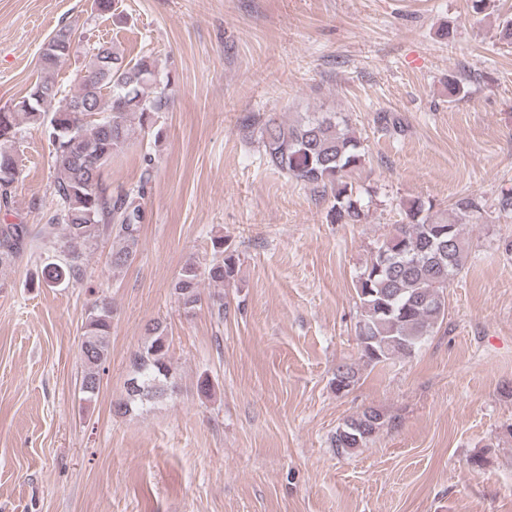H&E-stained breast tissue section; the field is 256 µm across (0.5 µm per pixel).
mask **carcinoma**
Instances as JSON below:
<instances>
[{"label":"carcinoma","mask_w":512,"mask_h":512,"mask_svg":"<svg viewBox=\"0 0 512 512\" xmlns=\"http://www.w3.org/2000/svg\"><path fill=\"white\" fill-rule=\"evenodd\" d=\"M72 30L55 31L38 58L39 76L8 112H0V208L13 205L19 181V119L42 128L52 146L57 203L47 223L0 224V268L16 263L40 239L59 245L45 261L41 280L52 286L80 280L85 251L101 237L114 239L111 266L121 269L136 256L144 211L141 192L112 195L105 185V169L130 144L134 126L156 130L159 114L169 103L171 82H157L156 60L150 55L126 59L109 42H99L84 66L78 90L47 109L59 94L53 74L70 57ZM242 127L258 133L267 167L304 186L332 192L328 210L332 224H360L367 202L346 175L365 161V148L338 112H309L292 123L273 114L250 113ZM453 218L433 211L420 199L405 205L406 222L395 225L357 276L360 308L356 337L361 359L376 366L412 356L448 314V288L465 263L464 225L479 224L486 214L483 199L461 195L452 207ZM239 258L223 238L212 241V259L205 266L186 264L173 283V293L186 313L201 304V282L224 285L236 280ZM112 303L95 301L88 309L78 348L82 400H93L110 356ZM146 338L131 357L133 389L113 404L127 415L175 392L177 383L168 357L169 344L161 323L148 328ZM359 381V368L344 362L336 367L332 386L345 394ZM390 424L386 415L369 407L346 419L332 436V447L349 452L367 445Z\"/></svg>","instance_id":"carcinoma-1"}]
</instances>
